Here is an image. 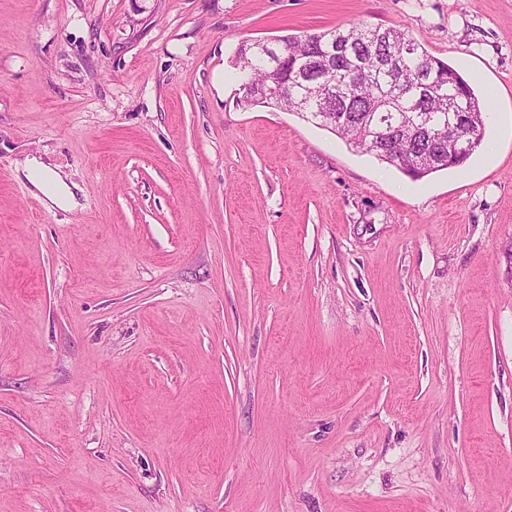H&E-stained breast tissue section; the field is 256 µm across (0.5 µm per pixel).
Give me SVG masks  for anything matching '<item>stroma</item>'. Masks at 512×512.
Instances as JSON below:
<instances>
[{
  "label": "stroma",
  "instance_id": "stroma-1",
  "mask_svg": "<svg viewBox=\"0 0 512 512\" xmlns=\"http://www.w3.org/2000/svg\"><path fill=\"white\" fill-rule=\"evenodd\" d=\"M358 22L471 84L463 166L241 103ZM510 244L512 0H0V512H512ZM23 172L25 178L56 205H75L74 193L71 192L69 185L57 171L32 160L25 166ZM47 184H51L54 187L52 192H46Z\"/></svg>",
  "mask_w": 512,
  "mask_h": 512
}]
</instances>
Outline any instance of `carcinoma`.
<instances>
[{"instance_id":"cac0c4a2","label":"carcinoma","mask_w":512,"mask_h":512,"mask_svg":"<svg viewBox=\"0 0 512 512\" xmlns=\"http://www.w3.org/2000/svg\"><path fill=\"white\" fill-rule=\"evenodd\" d=\"M336 43V55L327 52ZM288 45V53L281 46ZM235 65L253 86L277 79L288 95L275 102L256 93L253 104L278 106L300 115L330 112L340 138L363 152L402 170L413 179L447 170L454 148L448 136L437 141L429 133L415 135L400 126L410 114L431 121L460 109L476 113L478 139H483V107L464 77L463 94L448 83L458 70L427 53L400 29L358 23L320 33L281 36L259 53L246 39L236 51Z\"/></svg>"}]
</instances>
